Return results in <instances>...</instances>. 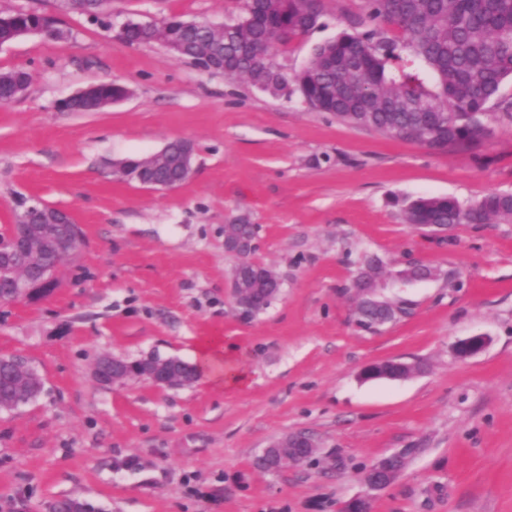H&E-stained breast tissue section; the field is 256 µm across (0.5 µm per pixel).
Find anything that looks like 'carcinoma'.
<instances>
[{"mask_svg":"<svg viewBox=\"0 0 512 512\" xmlns=\"http://www.w3.org/2000/svg\"><path fill=\"white\" fill-rule=\"evenodd\" d=\"M322 0H244L242 13L214 30L180 17L153 26L128 23L119 32L128 45L159 44L178 58L229 78H243L271 96L289 100L294 93L339 121L369 128L397 140L434 150H467L492 133L488 104L501 81L512 77V0H365L352 31L317 45L309 63L287 78L276 56L265 48H285L313 29ZM18 27L40 29L50 39L65 37L55 20L37 12L0 16V40ZM29 82L21 71H0V102L14 100L17 85ZM127 88L104 82L100 101L123 96ZM512 219V194L490 192L463 205L447 196H424L403 208L406 224L445 231L453 224H486ZM257 224H226L227 239H256ZM256 283L239 287L254 293L245 304L251 315L268 308L281 291L276 272L253 263ZM427 279L430 266L409 263L384 271L380 258L364 259L363 287L376 288L383 277ZM407 313L402 301L377 306L364 299L356 324L370 332ZM41 381L24 361L0 358V404L20 402ZM288 437L257 457L269 470L288 454Z\"/></svg>","mask_w":512,"mask_h":512,"instance_id":"1","label":"carcinoma"}]
</instances>
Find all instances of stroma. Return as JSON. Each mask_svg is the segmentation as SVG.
Segmentation results:
<instances>
[{"mask_svg": "<svg viewBox=\"0 0 512 512\" xmlns=\"http://www.w3.org/2000/svg\"><path fill=\"white\" fill-rule=\"evenodd\" d=\"M364 5L324 0L317 27L280 52L284 73ZM241 7L112 0L105 27L58 0H0L2 14L41 12L67 33L0 47V70L30 76L21 98L0 105V230L35 195L68 210L86 240L54 293L0 307V355L43 382L34 401L0 412V512H50L64 499L92 512H339L364 495L371 512H512V221L434 232L405 224L400 206L512 192V79L488 106L492 136L440 152L115 37L128 20L220 25ZM113 79L128 87L124 101L63 110ZM177 139L195 146L179 189L116 177L114 162ZM240 218L260 227L252 260L282 280L250 319L233 297L238 258L224 249L225 225ZM366 255L438 271L389 291L409 313L377 333L355 325L347 292ZM472 335L486 348L457 358L454 344ZM214 337L242 354L248 387L203 376L185 388H105L92 376L103 354L195 364ZM396 358L418 372L361 380L367 365ZM298 431L316 444L313 462L255 467ZM402 450L403 471L369 492L365 467Z\"/></svg>", "mask_w": 512, "mask_h": 512, "instance_id": "stroma-1", "label": "stroma"}]
</instances>
